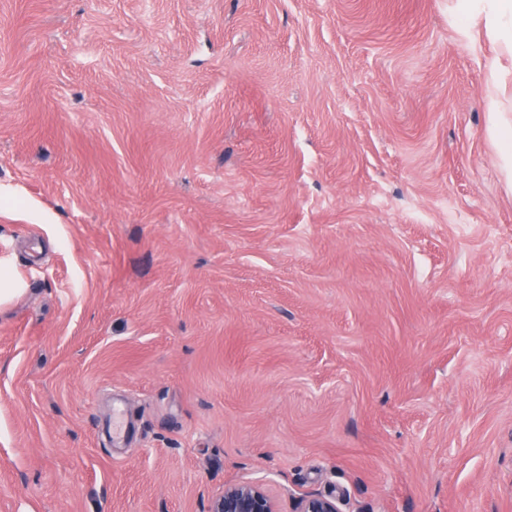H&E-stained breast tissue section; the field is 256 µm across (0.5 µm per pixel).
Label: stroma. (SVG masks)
I'll return each instance as SVG.
<instances>
[{
    "instance_id": "obj_1",
    "label": "stroma",
    "mask_w": 512,
    "mask_h": 512,
    "mask_svg": "<svg viewBox=\"0 0 512 512\" xmlns=\"http://www.w3.org/2000/svg\"><path fill=\"white\" fill-rule=\"evenodd\" d=\"M491 92L463 0H0V512H512ZM209 512H278L267 488L259 483L226 486L211 502Z\"/></svg>"
}]
</instances>
